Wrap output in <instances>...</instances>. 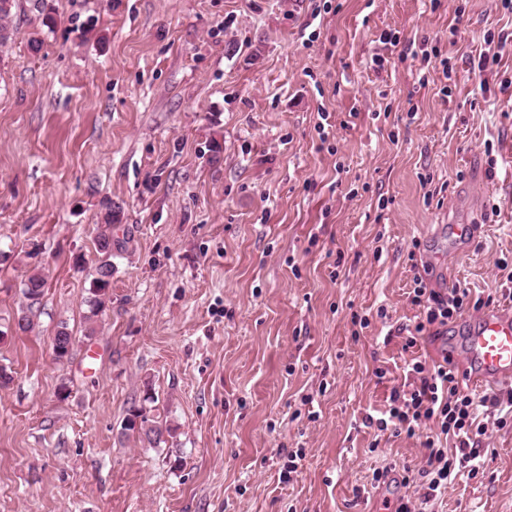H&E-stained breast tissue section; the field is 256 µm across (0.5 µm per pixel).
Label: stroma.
<instances>
[{
  "label": "stroma",
  "instance_id": "obj_1",
  "mask_svg": "<svg viewBox=\"0 0 512 512\" xmlns=\"http://www.w3.org/2000/svg\"><path fill=\"white\" fill-rule=\"evenodd\" d=\"M385 30L452 58L451 97ZM502 30L499 0H18L0 42V512H386L373 470L423 450L361 420L404 379L412 240L431 288L449 272L495 293L512 263V45L486 41ZM482 51L496 73L472 71ZM111 208L127 245L91 322ZM454 219L483 230L432 263ZM354 310L373 318L358 337ZM135 408L160 445L123 436ZM483 445L484 474L435 512H512V425ZM45 278L41 272H34L27 277L25 288L23 289L24 297V316L18 322L20 330H26L29 326V315L38 310L44 295ZM31 299H35L30 303Z\"/></svg>",
  "mask_w": 512,
  "mask_h": 512
}]
</instances>
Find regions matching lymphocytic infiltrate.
Segmentation results:
<instances>
[{
	"instance_id": "f902f5d3",
	"label": "lymphocytic infiltrate",
	"mask_w": 512,
	"mask_h": 512,
	"mask_svg": "<svg viewBox=\"0 0 512 512\" xmlns=\"http://www.w3.org/2000/svg\"><path fill=\"white\" fill-rule=\"evenodd\" d=\"M418 315L411 324L399 326L404 349L417 346L420 339L443 335L449 322L469 310L490 306L491 298L455 287L439 291L414 276L409 293ZM403 383L392 387L381 417L366 415L362 424L391 436L418 438L424 450L419 467L406 469L400 483L419 488V497L400 496L394 512H428L443 499L456 480L476 478L483 473L487 451L482 416H496L499 424L512 423V388L476 397L466 393L459 375L449 362L426 364L419 358L407 362Z\"/></svg>"
}]
</instances>
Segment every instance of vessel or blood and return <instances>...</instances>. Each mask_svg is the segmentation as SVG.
Instances as JSON below:
<instances>
[{"label":"vessel or blood","instance_id":"obj_1","mask_svg":"<svg viewBox=\"0 0 512 512\" xmlns=\"http://www.w3.org/2000/svg\"><path fill=\"white\" fill-rule=\"evenodd\" d=\"M478 225L448 226V253L461 252V243L476 238ZM460 336L470 386L483 389L512 383V307H493L478 315H462L454 326Z\"/></svg>","mask_w":512,"mask_h":512}]
</instances>
